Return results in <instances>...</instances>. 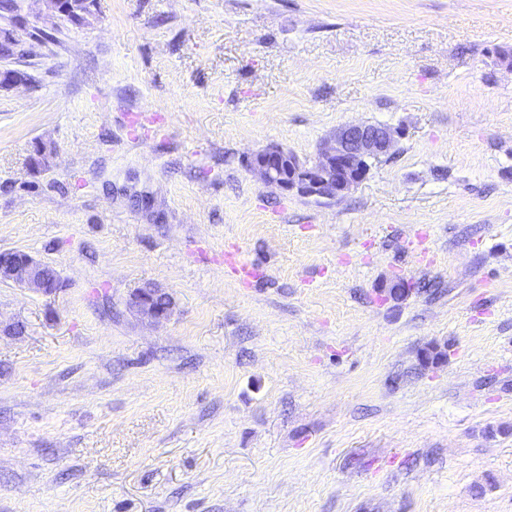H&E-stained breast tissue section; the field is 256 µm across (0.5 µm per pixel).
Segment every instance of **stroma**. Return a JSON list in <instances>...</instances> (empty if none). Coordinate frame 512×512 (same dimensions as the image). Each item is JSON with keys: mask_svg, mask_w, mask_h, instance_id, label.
<instances>
[{"mask_svg": "<svg viewBox=\"0 0 512 512\" xmlns=\"http://www.w3.org/2000/svg\"><path fill=\"white\" fill-rule=\"evenodd\" d=\"M15 4L0 251L61 286L0 282V512H512V0ZM358 122L341 198L248 167ZM155 288H136L130 293L126 303L132 313L149 325L166 321L174 308V302L172 304L163 302L165 297L160 300L155 299V293L158 292Z\"/></svg>", "mask_w": 512, "mask_h": 512, "instance_id": "35a3bbf8", "label": "stroma"}]
</instances>
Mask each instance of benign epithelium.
I'll return each mask as SVG.
<instances>
[{
    "label": "benign epithelium",
    "instance_id": "7a95c632",
    "mask_svg": "<svg viewBox=\"0 0 512 512\" xmlns=\"http://www.w3.org/2000/svg\"><path fill=\"white\" fill-rule=\"evenodd\" d=\"M401 131L387 125L346 124L338 129L312 162H301L283 149L253 156L250 167L263 183L277 182L280 191L302 196L339 198L361 183L369 174L371 163L390 154ZM35 257L15 251L0 252V281L21 288L52 294L58 286L50 285ZM153 288H137L127 300L128 309L150 325L167 320L174 305L155 299Z\"/></svg>",
    "mask_w": 512,
    "mask_h": 512
}]
</instances>
